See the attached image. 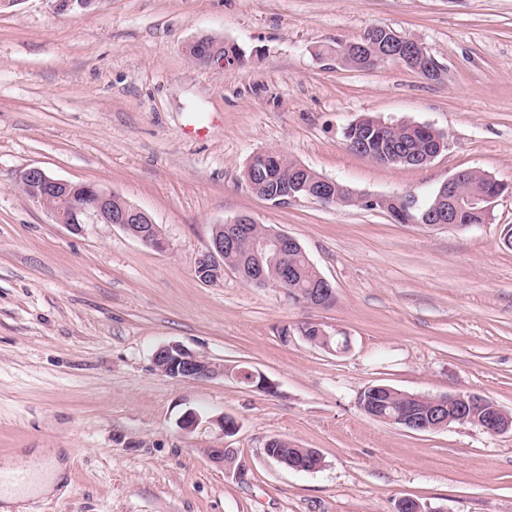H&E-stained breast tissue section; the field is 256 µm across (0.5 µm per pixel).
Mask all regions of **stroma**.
<instances>
[{
    "label": "stroma",
    "mask_w": 512,
    "mask_h": 512,
    "mask_svg": "<svg viewBox=\"0 0 512 512\" xmlns=\"http://www.w3.org/2000/svg\"><path fill=\"white\" fill-rule=\"evenodd\" d=\"M374 25L422 42L442 80L399 62L336 64L329 48ZM205 36L246 66L190 61L185 44ZM366 116L431 125L447 147L424 167L378 165L343 138ZM267 150L358 196L423 200L465 169L512 184V0H98L67 16L20 0L0 11V462L66 450L68 489L38 512H395L403 498L512 512V434L414 432L358 407L386 384L472 392L512 414V195L466 229L306 198L275 205L244 179ZM29 167L110 189L162 227L168 249L111 224L54 223L20 189ZM240 214L294 237L335 303L312 308L230 269L200 282L213 225ZM306 322L348 349L311 345ZM169 343L262 372L277 392L161 376L152 358ZM191 412L201 421L187 432ZM275 436L317 449L321 469L281 467L265 453ZM213 448L238 449L246 478L212 462Z\"/></svg>",
    "instance_id": "obj_1"
}]
</instances>
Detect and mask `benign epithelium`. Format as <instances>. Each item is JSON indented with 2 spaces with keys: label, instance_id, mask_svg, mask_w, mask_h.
I'll use <instances>...</instances> for the list:
<instances>
[{
  "label": "benign epithelium",
  "instance_id": "obj_1",
  "mask_svg": "<svg viewBox=\"0 0 512 512\" xmlns=\"http://www.w3.org/2000/svg\"><path fill=\"white\" fill-rule=\"evenodd\" d=\"M51 7L59 16L67 15L74 10H86L95 6L96 0H50ZM376 50L370 57L369 63L376 69L389 62L404 58L414 64L419 73L427 74L440 69L438 63L431 57L419 41L398 34L386 26L373 29ZM226 44L217 45L207 38H199L185 46V54L203 66L217 64L228 67L224 48ZM462 172L458 171L444 182L438 192V201L448 202V212L420 211L421 204L417 196L406 194L401 196H367L365 201L373 204L379 210H388V203H393L398 210L414 211L410 215V224H428L430 226H445L458 228L459 211L469 209L491 216L498 199L507 191L509 186L488 176L495 186L496 193L492 196L473 194L464 195L458 190ZM21 189L26 197L52 216L57 224H62L72 230H79L84 224H115L128 235L142 244L157 251L168 248V242L159 225L154 221L133 226L147 213L132 205L120 210H112L113 193L96 184H85V199L75 197L77 187L65 180L53 178L40 167H30L19 177ZM310 199L323 205L332 204L337 200L335 181L320 175H315L314 187ZM298 244L292 236L272 231L252 244V256L257 262L278 259L288 251L289 246ZM233 248V242L224 239H210L206 250L196 262L195 274L199 280L214 284L224 276V248ZM335 296V289L328 280H323L322 287L313 290L310 303L323 308ZM154 369L159 374L176 380L206 381L224 375V367L198 355L179 344H168L159 347L153 356ZM236 381H245L246 386L255 390L272 394L276 385L259 371L250 372V377L242 379L238 372L230 373ZM406 406L392 424L412 431H429L445 429L449 423L456 420L461 423L470 421L483 429L497 435L512 431V414L498 406L489 403L484 397L471 392H457L441 396H426L420 394H404ZM211 460L224 469L235 472L239 479L246 477L247 470L238 461V450L235 448L209 449Z\"/></svg>",
  "mask_w": 512,
  "mask_h": 512
}]
</instances>
